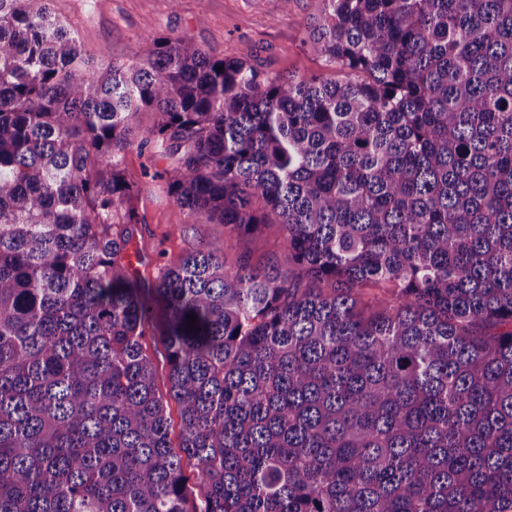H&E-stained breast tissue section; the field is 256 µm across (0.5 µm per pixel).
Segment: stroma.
<instances>
[{
	"mask_svg": "<svg viewBox=\"0 0 512 512\" xmlns=\"http://www.w3.org/2000/svg\"><path fill=\"white\" fill-rule=\"evenodd\" d=\"M52 7L86 51H106L121 63L137 61L148 39L188 36L214 57L244 59L272 74L335 75L304 44L322 0H52ZM168 166V159L133 147L124 156L125 175L137 189L132 244L144 254L138 270L147 277L177 262L190 244L224 249L223 225L188 222L169 195L163 177ZM175 224L184 225L183 236L172 234Z\"/></svg>",
	"mask_w": 512,
	"mask_h": 512,
	"instance_id": "stroma-1",
	"label": "stroma"
}]
</instances>
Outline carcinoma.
<instances>
[{"label":"carcinoma","mask_w":512,"mask_h":512,"mask_svg":"<svg viewBox=\"0 0 512 512\" xmlns=\"http://www.w3.org/2000/svg\"><path fill=\"white\" fill-rule=\"evenodd\" d=\"M323 2L342 79L0 0V512H512V0ZM132 146L284 265L130 272ZM238 251L249 255L253 262L283 257L275 226L268 228L259 237L242 240L238 245Z\"/></svg>","instance_id":"obj_1"}]
</instances>
